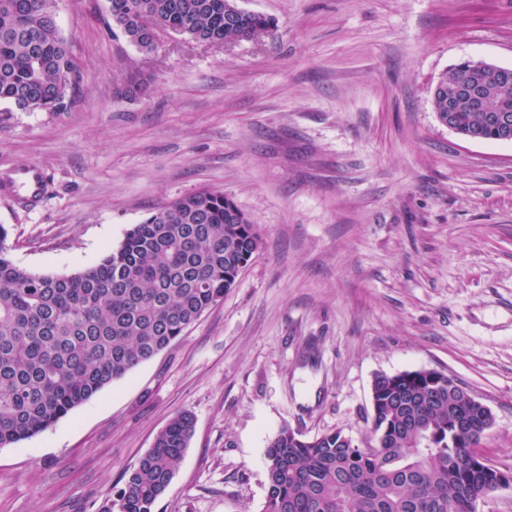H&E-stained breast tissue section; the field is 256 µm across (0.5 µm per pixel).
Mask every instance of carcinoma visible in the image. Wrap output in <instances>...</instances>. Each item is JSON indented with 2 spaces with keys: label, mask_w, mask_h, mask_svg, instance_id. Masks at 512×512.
<instances>
[{
  "label": "carcinoma",
  "mask_w": 512,
  "mask_h": 512,
  "mask_svg": "<svg viewBox=\"0 0 512 512\" xmlns=\"http://www.w3.org/2000/svg\"><path fill=\"white\" fill-rule=\"evenodd\" d=\"M109 18L143 54L162 33L198 44L254 40L272 18L236 0H108ZM45 0H0V122L14 112H60L79 74ZM472 76L512 86V67L464 59L432 93L438 121L454 132L479 117L453 97ZM0 225V447L39 434L181 337L224 299L260 251L255 225L228 197L200 190L132 225L97 265L66 275L30 272L8 256ZM374 445L341 430L307 438L288 425L267 444L261 512H479L503 479L469 455L492 414L450 376L431 370L372 381ZM195 420L173 416L128 471L111 512H155L189 447Z\"/></svg>",
  "instance_id": "1"
}]
</instances>
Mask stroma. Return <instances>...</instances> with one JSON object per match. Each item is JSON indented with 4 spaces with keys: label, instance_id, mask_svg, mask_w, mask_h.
I'll use <instances>...</instances> for the list:
<instances>
[{
    "label": "stroma",
    "instance_id": "stroma-1",
    "mask_svg": "<svg viewBox=\"0 0 512 512\" xmlns=\"http://www.w3.org/2000/svg\"><path fill=\"white\" fill-rule=\"evenodd\" d=\"M239 4L273 29L223 47L164 34L145 55L108 30L107 0H58L77 94L0 123V225L32 272L94 266L204 188L263 241L178 340L0 448V512H107L186 410L194 435L156 512H261L282 425L369 440L374 377L420 369L491 409L479 452L512 472V142L467 141L431 105L460 60L512 67V0ZM137 69L151 89L123 97Z\"/></svg>",
    "mask_w": 512,
    "mask_h": 512
}]
</instances>
